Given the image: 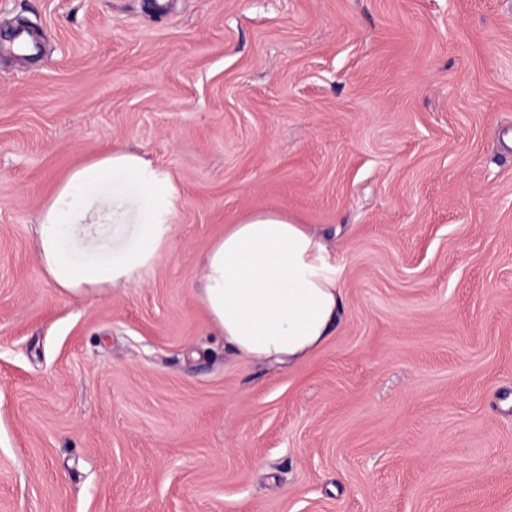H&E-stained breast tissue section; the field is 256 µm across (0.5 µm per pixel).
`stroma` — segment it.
<instances>
[{
	"mask_svg": "<svg viewBox=\"0 0 512 512\" xmlns=\"http://www.w3.org/2000/svg\"><path fill=\"white\" fill-rule=\"evenodd\" d=\"M0 0V512H512V0ZM132 151L181 207L62 294L36 224ZM288 213L344 311L299 365L225 347V225Z\"/></svg>",
	"mask_w": 512,
	"mask_h": 512,
	"instance_id": "obj_1",
	"label": "stroma"
}]
</instances>
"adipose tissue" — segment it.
<instances>
[{
  "instance_id": "ef3b65f1",
  "label": "adipose tissue",
  "mask_w": 512,
  "mask_h": 512,
  "mask_svg": "<svg viewBox=\"0 0 512 512\" xmlns=\"http://www.w3.org/2000/svg\"><path fill=\"white\" fill-rule=\"evenodd\" d=\"M180 198L141 155L116 151L75 169L44 207L37 248L46 275L82 296L131 280L167 249ZM196 298L246 360L299 363L331 335L343 309L326 244L287 214L256 210L204 254Z\"/></svg>"
}]
</instances>
